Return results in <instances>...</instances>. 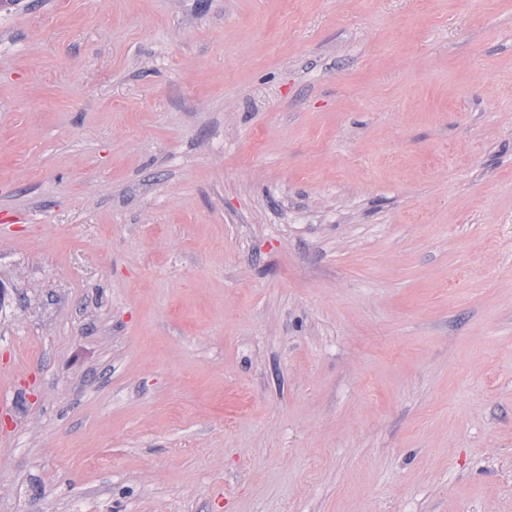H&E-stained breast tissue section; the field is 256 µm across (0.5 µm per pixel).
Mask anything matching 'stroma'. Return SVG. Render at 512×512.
<instances>
[{
    "instance_id": "stroma-1",
    "label": "stroma",
    "mask_w": 512,
    "mask_h": 512,
    "mask_svg": "<svg viewBox=\"0 0 512 512\" xmlns=\"http://www.w3.org/2000/svg\"><path fill=\"white\" fill-rule=\"evenodd\" d=\"M0 512H512V0L0 9Z\"/></svg>"
}]
</instances>
